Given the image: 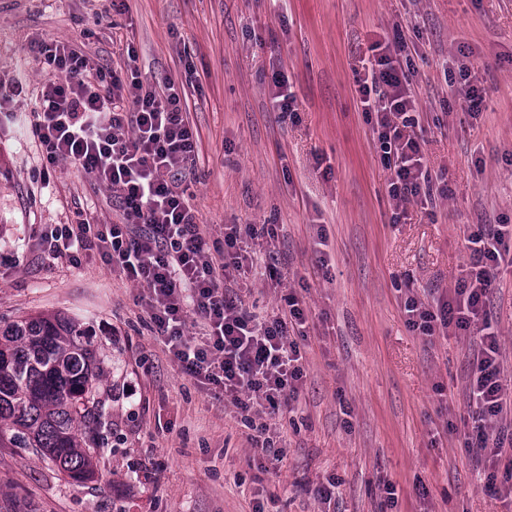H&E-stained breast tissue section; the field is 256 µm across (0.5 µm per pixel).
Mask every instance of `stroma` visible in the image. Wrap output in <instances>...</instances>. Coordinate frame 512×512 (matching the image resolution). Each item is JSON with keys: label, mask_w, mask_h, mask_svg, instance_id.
Masks as SVG:
<instances>
[{"label": "stroma", "mask_w": 512, "mask_h": 512, "mask_svg": "<svg viewBox=\"0 0 512 512\" xmlns=\"http://www.w3.org/2000/svg\"><path fill=\"white\" fill-rule=\"evenodd\" d=\"M0 0V80L37 93L48 38L122 65L123 41L144 79L200 90L187 118L199 136L187 192L211 240L228 224H263L259 263L234 288L258 317L288 290L309 309L298 343L306 378L289 407L244 419L181 374L139 291L99 255L49 258L44 236L80 214L121 220L111 191L67 164L46 171L31 128L0 121V327L38 313L94 332L104 375L94 478L62 476L28 448L0 447V512H512L484 487L465 447L475 336H426L408 297L432 303L468 256L465 233L512 224V0ZM402 33L426 154L440 195L395 214L390 171L362 113L354 69L375 37ZM469 50L485 109L470 117L445 63ZM299 103L274 111L273 69ZM276 276H269V269ZM512 380V269L489 295ZM279 459L254 450V428ZM394 494H387V486ZM326 487L328 497L316 490Z\"/></svg>", "instance_id": "1"}]
</instances>
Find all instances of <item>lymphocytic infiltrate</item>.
Wrapping results in <instances>:
<instances>
[{
  "instance_id": "lymphocytic-infiltrate-1",
  "label": "lymphocytic infiltrate",
  "mask_w": 512,
  "mask_h": 512,
  "mask_svg": "<svg viewBox=\"0 0 512 512\" xmlns=\"http://www.w3.org/2000/svg\"><path fill=\"white\" fill-rule=\"evenodd\" d=\"M30 50L51 73L28 121L46 166L67 163L110 189L122 213L119 224L88 216L77 227L53 229L50 255L99 253L113 271L136 285L159 336L182 374L223 395L241 415L276 412L297 399L303 357L291 333L309 318L303 297L288 293L275 315L258 320L226 286L250 256L242 244L255 239L253 224H228L224 242L208 241L184 184L195 176L197 137L186 117L187 90L172 77L143 81L138 55L126 46L123 67L109 69L94 57L50 39ZM356 83L361 109L391 171L388 194L395 209L435 200L415 117L410 49L403 35L375 41ZM468 259L453 287L434 307L408 297L412 329L424 334H479L482 352L470 380L476 414L468 440L475 454L500 465L512 447V426L489 434L493 421L512 412V388L498 363L500 339L489 321L488 294L502 267H512V227L479 225L468 231ZM197 327L198 337L188 334Z\"/></svg>"
}]
</instances>
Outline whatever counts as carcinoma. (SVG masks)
I'll return each instance as SVG.
<instances>
[{
    "instance_id": "1",
    "label": "carcinoma",
    "mask_w": 512,
    "mask_h": 512,
    "mask_svg": "<svg viewBox=\"0 0 512 512\" xmlns=\"http://www.w3.org/2000/svg\"><path fill=\"white\" fill-rule=\"evenodd\" d=\"M96 363L88 330L59 313L0 329V447L32 448L74 481L94 475L90 424L97 407Z\"/></svg>"
}]
</instances>
